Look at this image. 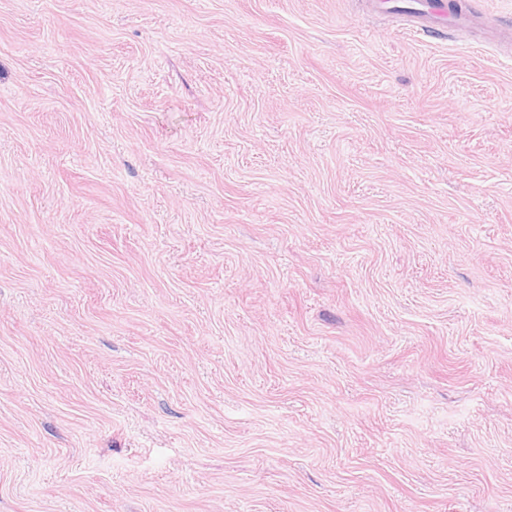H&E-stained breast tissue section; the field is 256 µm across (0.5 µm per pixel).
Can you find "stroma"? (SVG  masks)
I'll return each instance as SVG.
<instances>
[{
    "label": "stroma",
    "mask_w": 512,
    "mask_h": 512,
    "mask_svg": "<svg viewBox=\"0 0 512 512\" xmlns=\"http://www.w3.org/2000/svg\"><path fill=\"white\" fill-rule=\"evenodd\" d=\"M0 0V512H512V0ZM379 5L389 1L392 6L387 10H402L409 13L413 20V26L422 31L428 32L445 31V27L457 22V17L448 8L447 0H379Z\"/></svg>",
    "instance_id": "1"
}]
</instances>
